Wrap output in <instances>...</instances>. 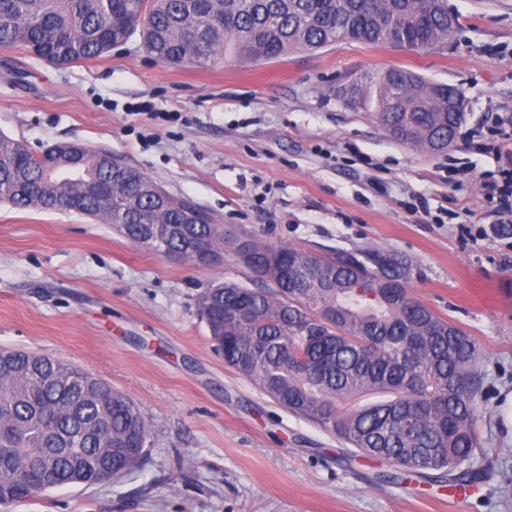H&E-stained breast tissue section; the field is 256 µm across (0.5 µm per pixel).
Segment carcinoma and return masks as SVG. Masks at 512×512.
Segmentation results:
<instances>
[{
  "label": "carcinoma",
  "mask_w": 512,
  "mask_h": 512,
  "mask_svg": "<svg viewBox=\"0 0 512 512\" xmlns=\"http://www.w3.org/2000/svg\"><path fill=\"white\" fill-rule=\"evenodd\" d=\"M455 25L446 0H0V47L22 46L52 65L99 58L136 33L148 55L179 67L202 51L212 64L228 53L259 61L341 39L433 48ZM354 84L403 144L430 151L464 122L448 112L445 91L409 70L365 73ZM124 169L127 184L78 142L37 155L0 134V202L74 203L135 243L150 232L189 259L198 238L223 248L212 215L167 191L156 195L155 181ZM254 247L261 284L226 281L197 299L224 364L398 475L476 478L479 352L463 329L409 294L416 266L378 248L325 258ZM104 385L59 360L0 350V505L50 483H106L139 467L151 426L123 393L103 398ZM101 423L111 428L110 446L96 432Z\"/></svg>",
  "instance_id": "1"
}]
</instances>
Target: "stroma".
I'll return each mask as SVG.
<instances>
[{"label": "stroma", "instance_id": "35a3bbf8", "mask_svg": "<svg viewBox=\"0 0 512 512\" xmlns=\"http://www.w3.org/2000/svg\"><path fill=\"white\" fill-rule=\"evenodd\" d=\"M456 37L435 50L350 40L251 62L170 67L139 36L56 67L0 47V132L33 153L80 140L209 211L224 250L166 258L114 225L0 203V348L83 369L151 425L142 465L0 512H512V211L492 198L512 133V0H447ZM398 67L459 88L466 121L443 154L395 141L338 86ZM316 254L378 248L420 275L410 294L481 353L482 476L459 493L385 466L280 407L215 355L197 314L209 286L254 275L234 244Z\"/></svg>", "mask_w": 512, "mask_h": 512}]
</instances>
